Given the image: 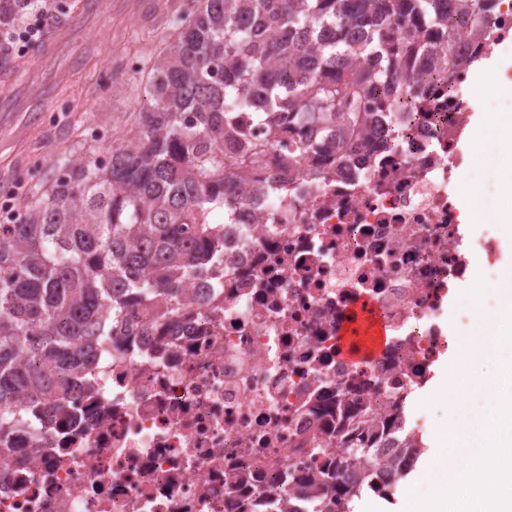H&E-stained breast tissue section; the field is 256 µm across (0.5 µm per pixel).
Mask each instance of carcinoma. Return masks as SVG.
Masks as SVG:
<instances>
[{
    "label": "carcinoma",
    "instance_id": "obj_1",
    "mask_svg": "<svg viewBox=\"0 0 512 512\" xmlns=\"http://www.w3.org/2000/svg\"><path fill=\"white\" fill-rule=\"evenodd\" d=\"M443 0H194L191 14L130 75L145 99L125 119L126 134L104 147L75 122L78 151L56 159L58 174L32 177L17 217L0 223V453L31 412H57L92 353H108L132 305L166 298L156 320L180 305L182 284L224 245V225L246 197L237 193L276 150L292 169L336 139V166L366 148L365 101L398 83L413 90L410 65L426 56L454 73L466 59L454 50L455 28ZM459 14L489 12L492 0H455ZM44 11L53 27L71 12L50 0H0V32L24 9ZM246 112L265 128L256 138L237 123ZM288 119V135L281 134ZM240 145L226 160L224 143ZM402 436L404 448L383 475L375 445ZM336 441L349 452L325 453L320 467L284 480L307 492L303 512H351L365 489L387 495L424 444L402 432L400 403L364 411L336 399ZM358 483L345 478L350 467Z\"/></svg>",
    "mask_w": 512,
    "mask_h": 512
}]
</instances>
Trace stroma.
I'll list each match as a JSON object with an SVG mask.
<instances>
[{
	"label": "stroma",
	"instance_id": "35a3bbf8",
	"mask_svg": "<svg viewBox=\"0 0 512 512\" xmlns=\"http://www.w3.org/2000/svg\"><path fill=\"white\" fill-rule=\"evenodd\" d=\"M181 0H67L80 16L79 28L55 54L30 65L26 77L1 94L13 105L0 111V182L25 171H48L49 160L68 145V108L96 112L100 123L123 128L136 101L126 64L153 53L163 33L176 26ZM448 450H425L413 471L400 478L387 502L402 512L447 485Z\"/></svg>",
	"mask_w": 512,
	"mask_h": 512
}]
</instances>
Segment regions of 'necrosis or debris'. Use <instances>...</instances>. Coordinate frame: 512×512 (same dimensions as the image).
Instances as JSON below:
<instances>
[{"label": "necrosis or debris", "mask_w": 512, "mask_h": 512, "mask_svg": "<svg viewBox=\"0 0 512 512\" xmlns=\"http://www.w3.org/2000/svg\"><path fill=\"white\" fill-rule=\"evenodd\" d=\"M469 70L424 77L421 112L376 111L359 163L325 180L285 169L270 153L246 204L224 227L217 268L190 277L179 312L138 315L97 360L93 389L73 384L80 424L35 416L0 457V512H254L287 496L283 473L311 472L336 450L343 393L370 408L400 401L414 437L436 424L412 397L431 366L473 322L471 270L496 271L489 227L460 233L459 200L473 168ZM369 306L389 333L367 362L338 338L352 306Z\"/></svg>", "instance_id": "4bbe7bcc"}]
</instances>
